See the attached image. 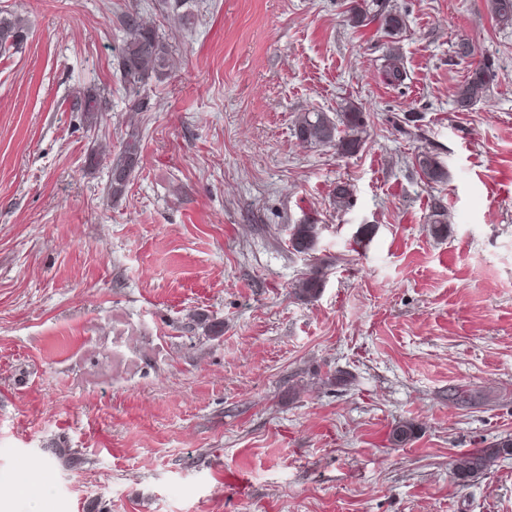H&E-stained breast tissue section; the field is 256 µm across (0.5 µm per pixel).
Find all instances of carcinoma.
<instances>
[{
    "label": "carcinoma",
    "mask_w": 512,
    "mask_h": 512,
    "mask_svg": "<svg viewBox=\"0 0 512 512\" xmlns=\"http://www.w3.org/2000/svg\"><path fill=\"white\" fill-rule=\"evenodd\" d=\"M490 9L495 21L503 26H512V0H490ZM349 20L361 26L363 23L379 21L384 36L394 39L406 26L405 17L398 11L385 9L381 0H352ZM28 38L27 21L20 15L0 10V56H11L23 49ZM171 45L155 28L146 25L139 13L126 15L122 21L121 43L117 54L120 80L130 96L132 107L140 110L144 101L140 94L152 81H159L167 72ZM462 59L471 60L468 77L454 93L455 103L461 110H468L487 97L493 75L491 60L478 57L476 47L462 42L456 50ZM105 90L90 91L76 98L73 108L78 112L95 113L105 111ZM366 127L362 108L350 104L336 114L326 112H304L294 124L296 138L306 145H326L336 149L340 155H352L361 150ZM140 163V138L137 131L127 133L121 150L111 162L112 179L109 195L116 198L123 194L132 174ZM416 164L431 182L443 181L447 173L437 156L428 152L416 156ZM323 225L306 218L298 224L288 226V247L297 254L313 256L317 250ZM325 283V272L320 267L300 279L295 285V294L305 299H315ZM416 434L410 422L399 423L393 428L391 441L396 445L408 444ZM512 456V437L501 438L485 448H476L456 457L452 469L457 479L465 481L489 472L502 457Z\"/></svg>",
    "instance_id": "cac0c4a2"
}]
</instances>
